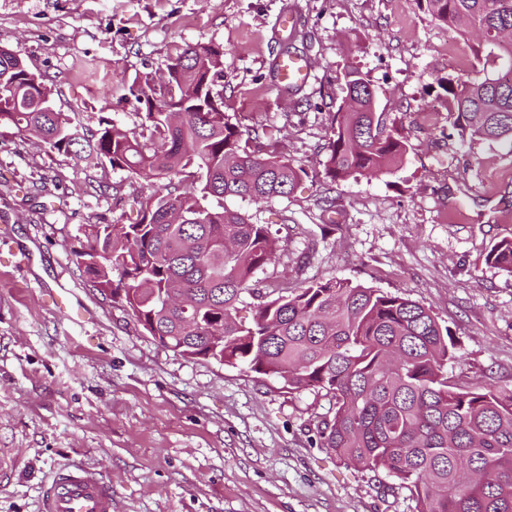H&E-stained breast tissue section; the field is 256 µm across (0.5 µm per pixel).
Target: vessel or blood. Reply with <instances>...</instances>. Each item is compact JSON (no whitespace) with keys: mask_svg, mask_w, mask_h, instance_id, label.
Segmentation results:
<instances>
[{"mask_svg":"<svg viewBox=\"0 0 512 512\" xmlns=\"http://www.w3.org/2000/svg\"><path fill=\"white\" fill-rule=\"evenodd\" d=\"M276 71L285 89L303 86L311 75L309 63L294 55L281 56ZM39 512H112V491L94 468L74 461L53 474Z\"/></svg>","mask_w":512,"mask_h":512,"instance_id":"1","label":"vessel or blood"}]
</instances>
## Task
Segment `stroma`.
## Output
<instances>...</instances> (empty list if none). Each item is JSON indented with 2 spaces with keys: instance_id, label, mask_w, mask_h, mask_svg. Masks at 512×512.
<instances>
[{
  "instance_id": "1",
  "label": "stroma",
  "mask_w": 512,
  "mask_h": 512,
  "mask_svg": "<svg viewBox=\"0 0 512 512\" xmlns=\"http://www.w3.org/2000/svg\"><path fill=\"white\" fill-rule=\"evenodd\" d=\"M293 12L299 37L281 25ZM446 26L415 0H0V46L45 76L72 124L132 129L140 107L113 89L157 76L180 49H224L213 89L255 145L305 169L267 203L228 199L269 225L277 255L260 292L348 279L429 307L459 343L463 388L512 390V273L487 263L512 237V151L442 135L423 113L441 80L464 79ZM307 57L282 90V52ZM353 65L408 150L382 173L336 182L321 202L331 118ZM144 182L99 160L51 152L0 128V512H37L75 459L112 490V512H417L398 480L322 445V389L163 347L101 296L76 252L91 224H127ZM276 71L281 87L294 89L308 82L311 66L301 57L283 55L276 61Z\"/></svg>"
}]
</instances>
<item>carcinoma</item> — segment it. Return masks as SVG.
<instances>
[{
  "label": "carcinoma",
  "mask_w": 512,
  "mask_h": 512,
  "mask_svg": "<svg viewBox=\"0 0 512 512\" xmlns=\"http://www.w3.org/2000/svg\"><path fill=\"white\" fill-rule=\"evenodd\" d=\"M448 32L480 36L474 79L445 80L448 123L460 140L512 148V0H416ZM224 50L196 44L171 57L167 88L154 78L123 85L142 107L140 124L110 120L78 128L52 106V89L0 47V126L49 150L93 154L146 182L132 224H95L77 252L91 286L121 302L159 343L185 357L240 364L294 389L331 394L335 411L322 446L370 472L395 477L418 512H512V392L463 389L448 376L457 340L429 308L343 279L284 288L238 320L255 272L276 257L264 224L224 199L270 202L291 193L304 171L252 147L212 86ZM323 161L331 184L388 169L407 152L397 127L377 112L370 82L343 73ZM488 262L512 272V238Z\"/></svg>",
  "instance_id": "1"
}]
</instances>
